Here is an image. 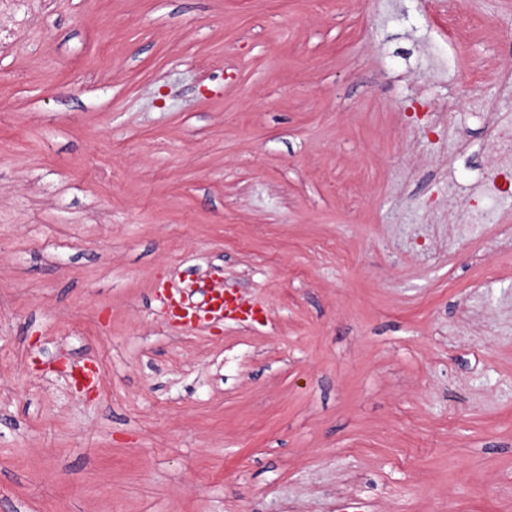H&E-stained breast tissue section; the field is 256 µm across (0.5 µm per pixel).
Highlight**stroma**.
<instances>
[{
  "label": "stroma",
  "mask_w": 512,
  "mask_h": 512,
  "mask_svg": "<svg viewBox=\"0 0 512 512\" xmlns=\"http://www.w3.org/2000/svg\"><path fill=\"white\" fill-rule=\"evenodd\" d=\"M508 68L512 0H29L0 512H512V195L448 231ZM233 303V300L224 296L223 288L212 287L209 289V299L206 303V307L201 310L195 306H188L182 318L190 322L189 326L199 324L207 318H224V310L229 309Z\"/></svg>",
  "instance_id": "stroma-1"
}]
</instances>
